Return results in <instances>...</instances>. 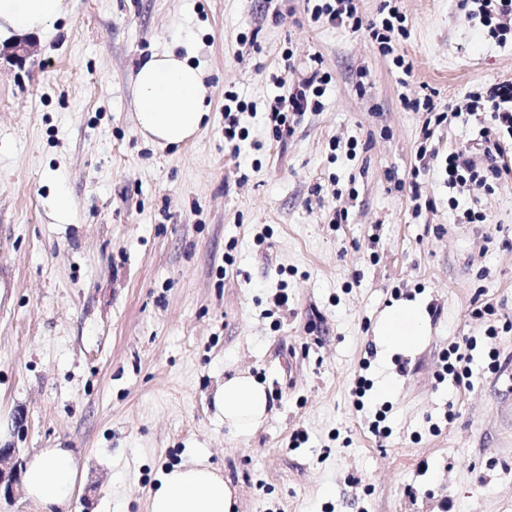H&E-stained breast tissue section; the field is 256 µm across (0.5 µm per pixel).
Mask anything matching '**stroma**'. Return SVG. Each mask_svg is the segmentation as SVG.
I'll return each mask as SVG.
<instances>
[{"label":"stroma","mask_w":512,"mask_h":512,"mask_svg":"<svg viewBox=\"0 0 512 512\" xmlns=\"http://www.w3.org/2000/svg\"><path fill=\"white\" fill-rule=\"evenodd\" d=\"M460 3L396 0L405 87L368 31L313 22L303 0H71L52 35H28L33 55L0 39V448L71 449L66 512H147L159 476L198 461L223 471L234 512H512V172L449 189L448 152L482 156L479 113L436 128L418 170L426 115L401 102L512 80V42ZM167 49L201 66L210 114L162 148L138 132L134 76ZM314 67L320 110L273 138L274 97ZM228 90L248 106L237 156ZM415 302L425 336L387 348L380 319ZM465 337L457 388L443 356ZM237 374L269 396L247 434L212 403Z\"/></svg>","instance_id":"stroma-1"}]
</instances>
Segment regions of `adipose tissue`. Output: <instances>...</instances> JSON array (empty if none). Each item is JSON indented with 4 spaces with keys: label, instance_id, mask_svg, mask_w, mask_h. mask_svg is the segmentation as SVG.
<instances>
[{
    "label": "adipose tissue",
    "instance_id": "1",
    "mask_svg": "<svg viewBox=\"0 0 512 512\" xmlns=\"http://www.w3.org/2000/svg\"><path fill=\"white\" fill-rule=\"evenodd\" d=\"M69 10V0H0V36L50 32ZM134 91L139 132L162 147L195 137L208 113L201 67L171 50L143 60ZM424 333L423 317L412 307L389 311L378 327L379 336L395 346H412ZM213 404L226 425L248 432L265 418L268 396L251 377L235 375L218 386ZM77 475L70 450L47 448L28 461L22 483L38 512H64ZM232 508V492L219 469L197 462L164 472L150 494L148 512H231Z\"/></svg>",
    "mask_w": 512,
    "mask_h": 512
}]
</instances>
